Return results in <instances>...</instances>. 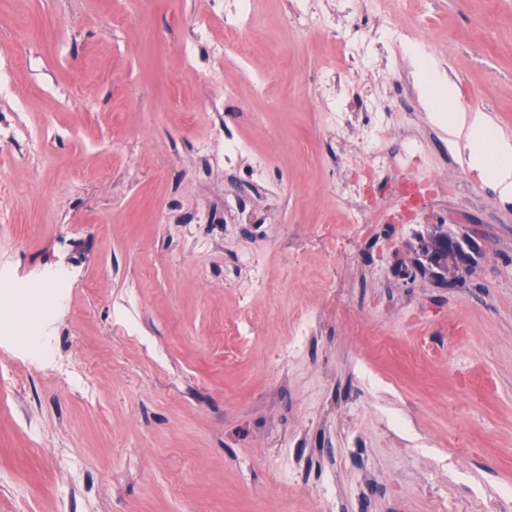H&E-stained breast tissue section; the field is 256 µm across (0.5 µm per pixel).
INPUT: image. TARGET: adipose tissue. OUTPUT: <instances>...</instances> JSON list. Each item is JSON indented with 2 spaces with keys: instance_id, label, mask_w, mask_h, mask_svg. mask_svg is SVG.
<instances>
[{
  "instance_id": "1",
  "label": "adipose tissue",
  "mask_w": 512,
  "mask_h": 512,
  "mask_svg": "<svg viewBox=\"0 0 512 512\" xmlns=\"http://www.w3.org/2000/svg\"><path fill=\"white\" fill-rule=\"evenodd\" d=\"M431 118L449 134L462 136L469 163L499 194L512 197V142L498 137L482 113L433 110Z\"/></svg>"
}]
</instances>
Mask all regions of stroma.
I'll use <instances>...</instances> for the list:
<instances>
[{"mask_svg": "<svg viewBox=\"0 0 512 512\" xmlns=\"http://www.w3.org/2000/svg\"><path fill=\"white\" fill-rule=\"evenodd\" d=\"M291 6L252 0L242 56L232 0H0V278H67L52 356L0 335V512H512V198L430 118L512 139V0H316L304 31ZM369 126L390 162L365 196L396 219L361 231L339 189ZM443 172L398 221L394 184ZM439 226L477 246L441 285ZM409 53L416 61L415 76L416 82L421 85L427 94L436 91L446 92L448 100H455V93L449 82H447L443 71L419 53L418 47L409 46Z\"/></svg>", "mask_w": 512, "mask_h": 512, "instance_id": "obj_1", "label": "stroma"}]
</instances>
